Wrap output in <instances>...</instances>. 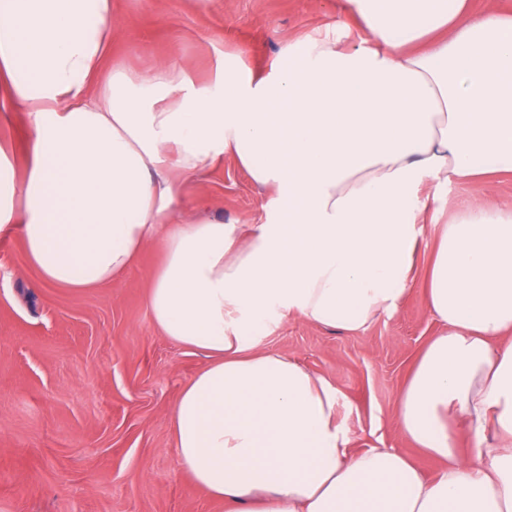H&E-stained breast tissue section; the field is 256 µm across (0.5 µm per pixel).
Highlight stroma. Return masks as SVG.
Listing matches in <instances>:
<instances>
[{
    "label": "stroma",
    "mask_w": 512,
    "mask_h": 512,
    "mask_svg": "<svg viewBox=\"0 0 512 512\" xmlns=\"http://www.w3.org/2000/svg\"><path fill=\"white\" fill-rule=\"evenodd\" d=\"M339 0H112L124 29L107 68L145 73L161 61L213 80L225 55L265 68L283 42L334 23ZM30 118L0 97V141L25 167ZM211 218L249 224L269 194L233 161L184 186ZM441 195L448 212L466 199L512 209V173ZM436 248L427 237L416 284L400 311L348 333L288 318L263 346L332 380L337 416L353 451L396 448L426 476L438 463L400 432L399 394L439 331L425 307ZM146 249L120 281L75 291L43 284L21 238L0 239V512H224L181 468L168 426L182 386L207 363L155 328L145 297L160 264Z\"/></svg>",
    "instance_id": "1"
}]
</instances>
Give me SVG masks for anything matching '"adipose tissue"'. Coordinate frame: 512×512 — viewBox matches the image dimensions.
<instances>
[{
  "label": "adipose tissue",
  "mask_w": 512,
  "mask_h": 512,
  "mask_svg": "<svg viewBox=\"0 0 512 512\" xmlns=\"http://www.w3.org/2000/svg\"><path fill=\"white\" fill-rule=\"evenodd\" d=\"M468 4L340 0L280 62L229 55L200 84L167 62L99 79L112 0H0V92L31 128L25 170L0 144V235L74 290L160 247L148 313L208 359L171 408L173 446L224 512H512V210L468 202L436 230L441 331L396 409L434 477L396 448L353 453L335 383L262 347L291 315L357 332L398 312L443 209L428 183L512 171V14ZM226 158L275 192L246 235L181 217L185 182ZM286 195L303 203L289 225Z\"/></svg>",
  "instance_id": "ef3b65f1"
}]
</instances>
